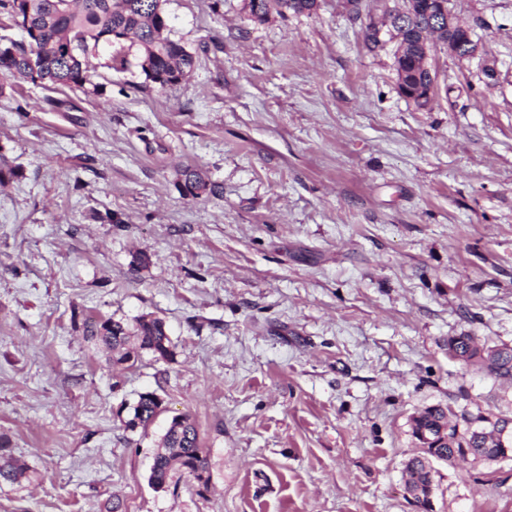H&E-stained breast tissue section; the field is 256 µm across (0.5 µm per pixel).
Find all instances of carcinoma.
I'll use <instances>...</instances> for the list:
<instances>
[{"instance_id": "carcinoma-1", "label": "carcinoma", "mask_w": 512, "mask_h": 512, "mask_svg": "<svg viewBox=\"0 0 512 512\" xmlns=\"http://www.w3.org/2000/svg\"><path fill=\"white\" fill-rule=\"evenodd\" d=\"M166 0H0V15L15 26L27 30L30 41H12L0 45V75L28 80L48 87H79L91 83L86 57L90 50L121 31L136 40L143 50L140 67L146 80L161 87L185 79L195 66V57L183 45L165 36L168 18ZM318 0H245L244 8L252 20L264 22L275 12L284 15L310 14ZM382 26L399 37L397 45L407 44L409 68L425 85L429 75L422 68V56L412 52L414 44L427 36L436 42H448V27L429 10L428 0H404V8L388 13ZM186 194L214 190L203 174L191 167L182 171ZM87 335L96 337L113 353L115 364H134L142 352L157 359L173 356L171 340L159 318L141 316L133 327L111 318L84 321ZM448 355L467 366L486 371L498 381L512 383V346L476 345L468 334L448 337ZM157 395H139L126 429L145 428L157 415ZM441 405L425 408L412 419L414 453L404 466V484L408 492L419 490L427 495L435 482L432 463L454 466L460 461L494 462L505 457L504 448L512 449V418L498 416L489 421L482 413L463 417L464 427L448 417ZM509 436L501 439V433ZM189 478L197 495L203 497L210 485L209 462L200 446L199 432L190 418L172 419L161 441V451L154 457L150 483L164 486L174 471ZM28 467L7 453L6 441L0 442V484H15L25 477Z\"/></svg>"}]
</instances>
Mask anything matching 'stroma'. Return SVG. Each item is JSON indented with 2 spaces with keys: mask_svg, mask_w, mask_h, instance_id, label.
I'll list each match as a JSON object with an SVG mask.
<instances>
[{
  "mask_svg": "<svg viewBox=\"0 0 512 512\" xmlns=\"http://www.w3.org/2000/svg\"><path fill=\"white\" fill-rule=\"evenodd\" d=\"M400 2L259 23L167 0L185 80L147 81L126 40L90 54L89 93L0 81V435L33 474L0 512H416L412 416L512 413V385L448 354L512 346V0H453L482 53L436 51L425 109L388 33L365 40ZM186 166L218 193L185 195ZM142 315L173 357L108 366L84 319ZM143 392L163 410L128 431ZM182 414L202 497L148 480ZM437 470L436 512H512V461Z\"/></svg>",
  "mask_w": 512,
  "mask_h": 512,
  "instance_id": "35a3bbf8",
  "label": "stroma"
}]
</instances>
